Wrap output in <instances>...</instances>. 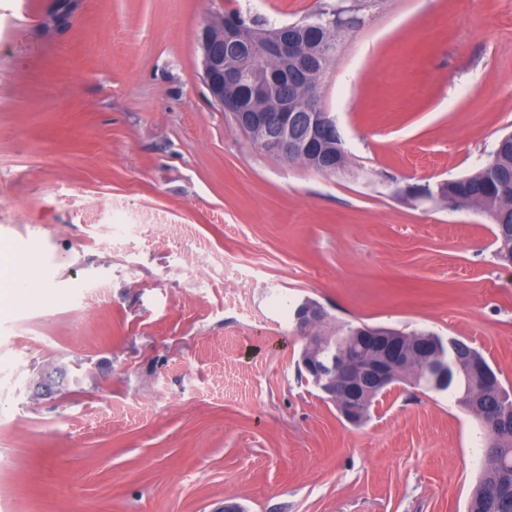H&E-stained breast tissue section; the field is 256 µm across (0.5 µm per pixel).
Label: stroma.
<instances>
[{
	"mask_svg": "<svg viewBox=\"0 0 512 512\" xmlns=\"http://www.w3.org/2000/svg\"><path fill=\"white\" fill-rule=\"evenodd\" d=\"M340 7L322 82L349 159L267 155L210 101L214 15ZM512 133V0H0V512H467L488 433L392 387L353 425L296 307L428 330L512 391V267L479 211L404 194ZM67 366L65 392L29 383ZM0 250V288L5 300L18 301L24 297L23 282L16 274L14 262L5 260Z\"/></svg>",
	"mask_w": 512,
	"mask_h": 512,
	"instance_id": "35a3bbf8",
	"label": "stroma"
}]
</instances>
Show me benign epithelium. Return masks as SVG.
Segmentation results:
<instances>
[{
	"mask_svg": "<svg viewBox=\"0 0 512 512\" xmlns=\"http://www.w3.org/2000/svg\"><path fill=\"white\" fill-rule=\"evenodd\" d=\"M322 15L308 21L283 24L261 38L246 25L224 16L207 22L198 39L201 77L211 102L228 112L238 127L251 136L263 133L262 150L277 158L320 153L326 139H340L335 120L322 104L321 88L337 43L324 41ZM273 57L285 71L300 72L292 83L299 98L288 100L272 73L250 63L255 51ZM296 327L306 345L302 365L321 391L337 402L352 424L364 414L362 391H380L390 385L410 359L397 351L399 337L376 327L329 345L313 327L325 320L317 304H301L294 313ZM67 379L62 366H51L30 383L32 395L50 396Z\"/></svg>",
	"mask_w": 512,
	"mask_h": 512,
	"instance_id": "benign-epithelium-1",
	"label": "benign epithelium"
}]
</instances>
